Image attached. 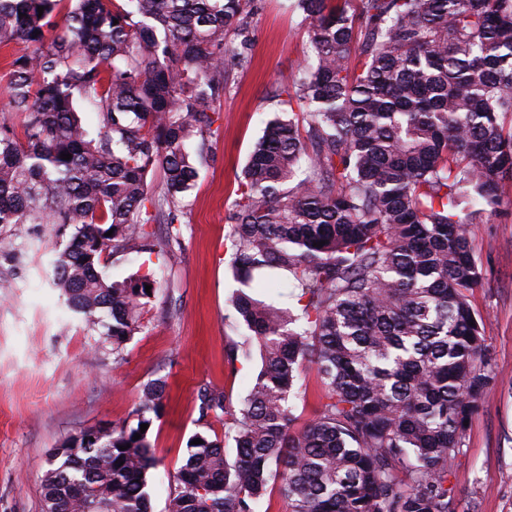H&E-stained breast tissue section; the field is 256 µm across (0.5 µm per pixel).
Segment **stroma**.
<instances>
[{
  "instance_id": "obj_1",
  "label": "stroma",
  "mask_w": 512,
  "mask_h": 512,
  "mask_svg": "<svg viewBox=\"0 0 512 512\" xmlns=\"http://www.w3.org/2000/svg\"><path fill=\"white\" fill-rule=\"evenodd\" d=\"M227 42L242 45L248 62L231 70L213 134L196 158L179 259L153 264L133 253L101 266L111 282L151 267L160 284L122 361L52 285V262L68 242L58 226L27 224L20 238L0 235V512H44L51 449L128 419L144 385L157 378L166 387L151 426L156 465L148 492L152 512H167L189 439L224 432L222 421L198 423L199 389L239 400L260 365L255 356L235 372L225 358L240 336L226 319L237 284L225 254V217L264 120L282 108L276 90L292 86L310 48L295 0H254L246 35L228 34ZM470 237L483 268L470 301L483 319L497 384L467 427L448 485L457 512H512V199L472 225Z\"/></svg>"
}]
</instances>
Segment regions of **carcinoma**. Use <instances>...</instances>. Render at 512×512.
<instances>
[{
  "label": "carcinoma",
  "instance_id": "cac0c4a2",
  "mask_svg": "<svg viewBox=\"0 0 512 512\" xmlns=\"http://www.w3.org/2000/svg\"><path fill=\"white\" fill-rule=\"evenodd\" d=\"M253 3L0 0V44L18 46L10 111L24 114L21 137L0 121V233L70 230L53 283L117 360L158 281L148 269L109 283L98 266L155 253L147 224L168 225L162 257L176 258L191 148L213 134L228 67L245 62L225 39L243 35ZM297 6L311 57L277 96L304 124L287 110L265 123L226 216L242 285L231 306L247 330L226 358L256 349L261 366L235 405L199 390V421L224 418V436L193 435L167 512H258L271 484L289 512H455L464 421L496 386L470 303L482 282L470 226L512 186V0ZM80 101L104 132L85 126ZM275 277L288 306L249 292ZM309 369L325 402L300 425ZM165 386L146 384L103 441L81 433L53 450L44 508L149 512L140 425Z\"/></svg>",
  "mask_w": 512,
  "mask_h": 512
}]
</instances>
